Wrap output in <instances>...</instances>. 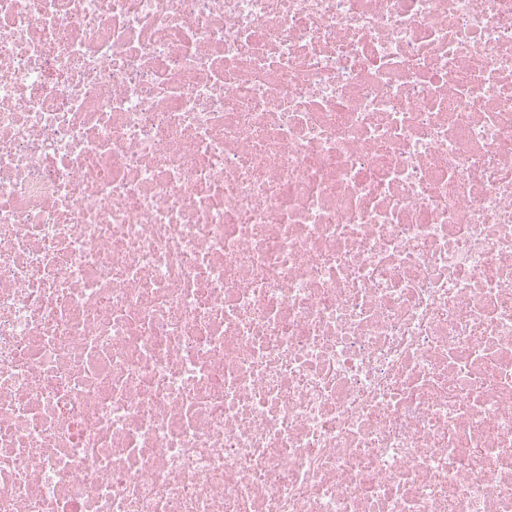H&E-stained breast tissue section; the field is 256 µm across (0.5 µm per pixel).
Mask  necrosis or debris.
I'll use <instances>...</instances> for the list:
<instances>
[{
	"label": "necrosis or debris",
	"instance_id": "necrosis-or-debris-1",
	"mask_svg": "<svg viewBox=\"0 0 512 512\" xmlns=\"http://www.w3.org/2000/svg\"><path fill=\"white\" fill-rule=\"evenodd\" d=\"M0 512H512V0H0Z\"/></svg>",
	"mask_w": 512,
	"mask_h": 512
}]
</instances>
